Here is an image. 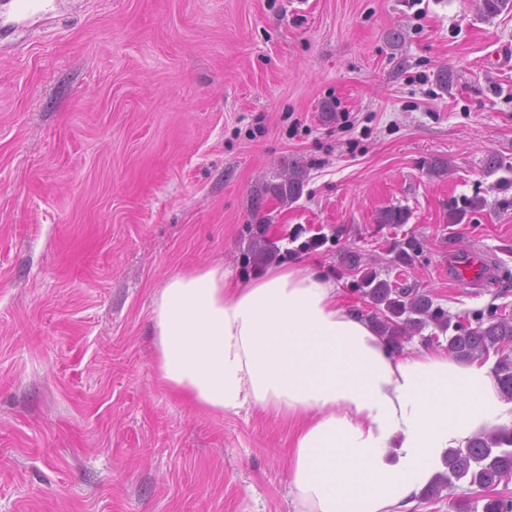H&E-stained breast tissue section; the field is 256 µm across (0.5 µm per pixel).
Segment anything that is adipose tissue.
Returning a JSON list of instances; mask_svg holds the SVG:
<instances>
[{
  "instance_id": "ef3b65f1",
  "label": "adipose tissue",
  "mask_w": 512,
  "mask_h": 512,
  "mask_svg": "<svg viewBox=\"0 0 512 512\" xmlns=\"http://www.w3.org/2000/svg\"><path fill=\"white\" fill-rule=\"evenodd\" d=\"M157 381L211 413L289 423L295 512H412L446 449L512 429L491 362L394 354L335 283L272 268L236 287L220 264L171 275L154 301Z\"/></svg>"
}]
</instances>
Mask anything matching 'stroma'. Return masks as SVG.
Instances as JSON below:
<instances>
[{"label":"stroma","instance_id":"stroma-1","mask_svg":"<svg viewBox=\"0 0 512 512\" xmlns=\"http://www.w3.org/2000/svg\"><path fill=\"white\" fill-rule=\"evenodd\" d=\"M476 4L56 0L0 41V512H292L288 425L200 412L154 371L156 295L201 263L257 275V215L359 312L345 249L450 314L512 315V9ZM295 161L302 196L259 198ZM297 228L325 245L290 253ZM471 247L491 287L449 279Z\"/></svg>","mask_w":512,"mask_h":512}]
</instances>
